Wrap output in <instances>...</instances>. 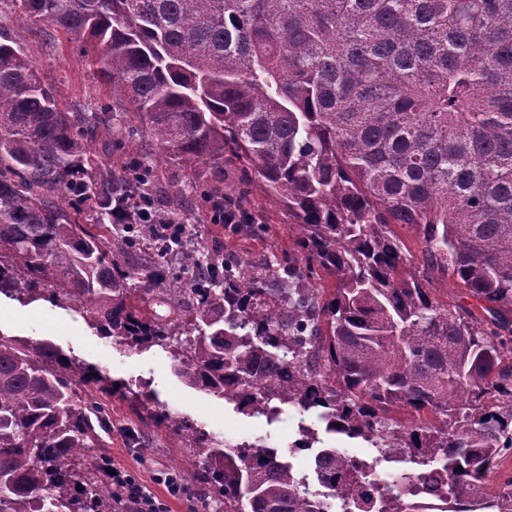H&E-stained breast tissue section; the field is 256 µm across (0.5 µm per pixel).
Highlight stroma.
<instances>
[{
  "label": "stroma",
  "mask_w": 512,
  "mask_h": 512,
  "mask_svg": "<svg viewBox=\"0 0 512 512\" xmlns=\"http://www.w3.org/2000/svg\"><path fill=\"white\" fill-rule=\"evenodd\" d=\"M0 34L19 43L39 67L45 82L58 100L74 112H105L112 109V97L94 74L73 42L57 27L33 23L26 14L11 8L0 9ZM100 167L118 164L154 168L161 195L157 205L177 200L178 215L187 224L190 236L209 250L238 255L254 261L284 250H295L297 232L274 203L265 200L261 190H253L249 207L268 227L265 236L245 238L228 233L223 225L210 223L203 189L209 180L205 166L188 168L159 159L154 141L137 135L124 149L99 151ZM0 334L54 344L68 357L94 368L119 384V391L104 396L112 430L105 438V452L112 462L131 472L161 503L164 512H188L184 493L193 471L191 460L177 440L158 429L147 415L136 413L130 393L154 398L156 410H169L184 416L207 431L223 428L287 451L296 439V413L284 409L278 422L267 423L264 416L241 413L228 403L187 384L167 350L152 347L128 351L116 342L102 339L79 315L39 300L27 305L0 295Z\"/></svg>",
  "instance_id": "35a3bbf8"
}]
</instances>
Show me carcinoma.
Wrapping results in <instances>:
<instances>
[{"label": "carcinoma", "instance_id": "1", "mask_svg": "<svg viewBox=\"0 0 512 512\" xmlns=\"http://www.w3.org/2000/svg\"><path fill=\"white\" fill-rule=\"evenodd\" d=\"M79 44L110 112H69L0 41V294L48 299L107 338L170 349L187 383L277 418L314 413L403 464L393 495L344 454L316 471L364 512H512V0H11ZM211 171L206 198L257 184L298 231L262 261L162 243L145 274L105 245L155 177L93 171L115 123ZM238 163L224 192V160ZM412 229L423 272L393 230ZM259 237L264 224H227ZM197 278L170 283L165 258ZM438 271L478 311L440 302ZM334 279L328 293L322 275ZM101 375L0 334V512H122ZM409 408L414 421L392 413ZM194 458L191 512H327L283 454L152 416ZM428 469L439 482L411 481Z\"/></svg>", "mask_w": 512, "mask_h": 512}]
</instances>
